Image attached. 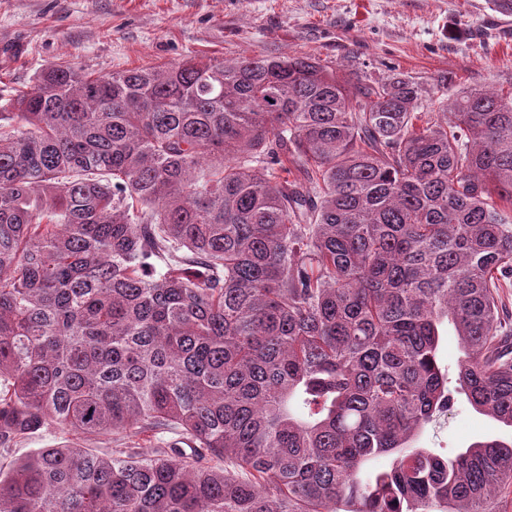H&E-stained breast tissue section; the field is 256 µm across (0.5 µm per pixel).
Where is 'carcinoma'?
<instances>
[{
	"label": "carcinoma",
	"instance_id": "cac0c4a2",
	"mask_svg": "<svg viewBox=\"0 0 512 512\" xmlns=\"http://www.w3.org/2000/svg\"><path fill=\"white\" fill-rule=\"evenodd\" d=\"M423 93L244 56L12 94L0 450L45 427L186 447L38 448L0 512H506L512 440H413L452 398L448 321L457 387L512 428V91ZM461 356V350L457 336L452 332H448L442 346L440 348V364L442 367L448 368L449 377H454Z\"/></svg>",
	"mask_w": 512,
	"mask_h": 512
}]
</instances>
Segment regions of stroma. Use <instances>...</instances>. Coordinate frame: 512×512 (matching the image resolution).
Returning <instances> with one entry per match:
<instances>
[{
  "label": "stroma",
  "mask_w": 512,
  "mask_h": 512,
  "mask_svg": "<svg viewBox=\"0 0 512 512\" xmlns=\"http://www.w3.org/2000/svg\"><path fill=\"white\" fill-rule=\"evenodd\" d=\"M509 29L489 0H0V103L62 62L110 73L189 57L310 56L351 79L507 91ZM500 432L459 394L419 444L452 453Z\"/></svg>",
  "instance_id": "1"
}]
</instances>
